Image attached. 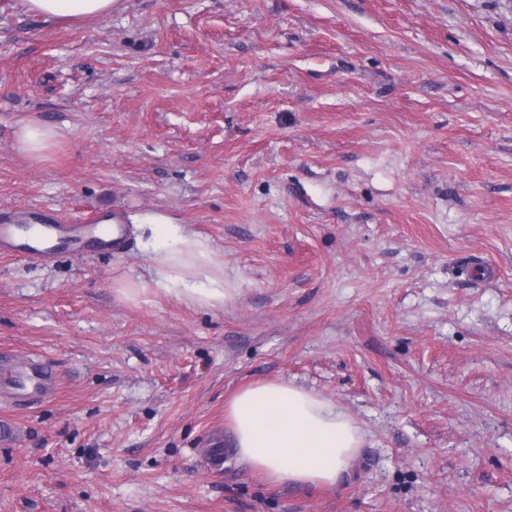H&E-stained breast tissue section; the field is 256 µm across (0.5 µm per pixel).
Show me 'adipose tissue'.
<instances>
[{
  "label": "adipose tissue",
  "instance_id": "adipose-tissue-1",
  "mask_svg": "<svg viewBox=\"0 0 512 512\" xmlns=\"http://www.w3.org/2000/svg\"><path fill=\"white\" fill-rule=\"evenodd\" d=\"M45 20L101 18L118 0H23ZM159 242L151 255L152 290L186 304L223 308L230 290L214 250L164 215L141 219ZM224 416L237 459L273 484L336 485L363 445L359 427L335 402L285 380L260 381L239 390Z\"/></svg>",
  "mask_w": 512,
  "mask_h": 512
}]
</instances>
